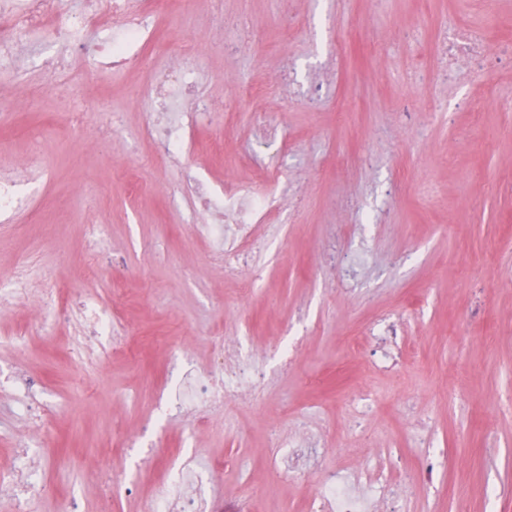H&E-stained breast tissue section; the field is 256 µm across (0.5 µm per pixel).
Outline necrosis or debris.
Instances as JSON below:
<instances>
[{
	"mask_svg": "<svg viewBox=\"0 0 512 512\" xmlns=\"http://www.w3.org/2000/svg\"><path fill=\"white\" fill-rule=\"evenodd\" d=\"M167 6L168 0H77L71 7L64 0H0V71L14 73L30 62L51 82L63 72L76 73L66 91L74 105H84L99 77L120 73L143 60L146 47L169 17ZM151 95L156 108L148 113L145 129L154 145L153 158L158 162L179 159L191 126L210 117L212 107L198 94L194 71L183 66L159 75ZM48 167L47 159L35 149L24 165L0 175V222L26 205L30 175ZM180 179L195 192L197 231L216 246L215 256L224 270L253 281L255 223L258 216L274 213L282 205L280 166H269L264 178L253 183L233 180L217 187L190 168L181 171ZM19 303L41 314L38 331L53 335L60 292L27 262L0 278V308ZM68 318L79 325L78 342L69 349L75 364H84L88 354L111 345L112 311L92 295L76 297ZM214 343L212 360L202 368L195 365L190 347L172 352L180 365V381L159 396L166 417L190 420L230 402L249 407L257 401L255 354L236 339L218 337ZM403 344L397 323L386 316L366 325L351 340L356 351L377 347L379 361L386 367L393 365ZM23 384L26 398L16 413L27 422L29 435L18 446L15 466L0 473V499L11 512H35L44 486L34 461L41 436L54 416L36 384L28 378ZM413 437L428 452L419 471L401 481L386 463L356 468L324 464L321 440L303 414L294 420L287 437L276 443L278 467L295 482L315 474L317 488L307 502V512H400L401 503L416 488L438 484L442 477L443 452L435 447L432 434L421 426ZM220 479L214 464L186 458L143 498L142 512H221L215 496Z\"/></svg>",
	"mask_w": 512,
	"mask_h": 512,
	"instance_id": "1",
	"label": "necrosis or debris"
}]
</instances>
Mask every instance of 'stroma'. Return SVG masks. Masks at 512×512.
I'll return each instance as SVG.
<instances>
[{"label":"stroma","instance_id":"1","mask_svg":"<svg viewBox=\"0 0 512 512\" xmlns=\"http://www.w3.org/2000/svg\"><path fill=\"white\" fill-rule=\"evenodd\" d=\"M487 11L498 16L485 35L492 52L449 67V30ZM171 18L158 33L165 56L146 53L100 81L82 132L39 71L0 76L1 102L19 83L33 91L0 125V169L28 156L32 127L47 129L39 147L53 161L0 223V275L39 261L69 294L110 304L136 352L80 368L67 358L70 322L42 336L38 312L0 311V470L12 438L27 434L8 412L18 367L61 406L38 457L41 512L69 496L83 512H141L142 495L184 456L223 461V507L251 493L257 512H305L316 480L293 484L274 469L276 438L308 411L328 447L351 449L348 466L394 448L404 478L423 455L405 395L447 450L448 472L401 512H512V0H215L194 19ZM181 32L195 43L202 91L225 111L191 130L186 163L218 186L284 168L287 199L256 226L246 298L196 235L178 174L150 159L153 100L129 94L181 62ZM263 112L278 113L281 142L264 141ZM91 224L107 227L96 246ZM383 313L407 342L390 372L348 344ZM19 326L31 333L17 346L3 334ZM210 335L263 353L261 408L226 405L202 429L163 420L157 389L176 381L167 350L189 344L207 363ZM286 338L295 350L283 361L274 351ZM358 384L374 415L354 431L338 394ZM141 434L151 446L125 450ZM87 456L126 473L137 493L103 504Z\"/></svg>","mask_w":512,"mask_h":512}]
</instances>
